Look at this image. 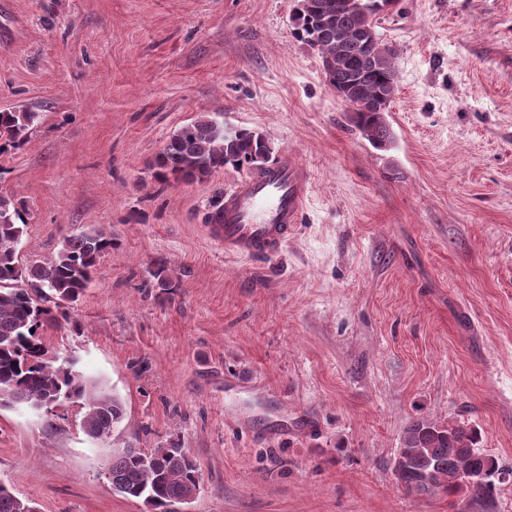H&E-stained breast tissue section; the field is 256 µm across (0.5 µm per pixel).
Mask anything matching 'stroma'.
<instances>
[{
	"label": "stroma",
	"instance_id": "35a3bbf8",
	"mask_svg": "<svg viewBox=\"0 0 512 512\" xmlns=\"http://www.w3.org/2000/svg\"><path fill=\"white\" fill-rule=\"evenodd\" d=\"M294 0H0V110L40 120L0 155L30 212L20 256L110 232L86 295L41 328L116 395L106 441L79 402L0 407V482L38 512H149L107 478L116 448L178 444L201 474L188 512H457L393 472L417 419L468 422L512 512V0H396L377 31L398 92L374 148L293 36ZM207 113L262 132L310 175L269 258L225 255L213 190L149 171ZM172 286L153 287L156 258Z\"/></svg>",
	"mask_w": 512,
	"mask_h": 512
}]
</instances>
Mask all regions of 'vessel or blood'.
<instances>
[{
	"mask_svg": "<svg viewBox=\"0 0 512 512\" xmlns=\"http://www.w3.org/2000/svg\"><path fill=\"white\" fill-rule=\"evenodd\" d=\"M308 174L290 153L255 172L224 196V221L211 225L225 252L268 257L280 252L300 221Z\"/></svg>",
	"mask_w": 512,
	"mask_h": 512,
	"instance_id": "1",
	"label": "vessel or blood"
}]
</instances>
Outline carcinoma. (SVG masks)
I'll list each match as a JSON object with an SVG mask.
<instances>
[{"label":"carcinoma","instance_id":"carcinoma-1","mask_svg":"<svg viewBox=\"0 0 512 512\" xmlns=\"http://www.w3.org/2000/svg\"><path fill=\"white\" fill-rule=\"evenodd\" d=\"M392 0H295L294 36L321 56L326 81L336 96L350 104L356 127L379 148L391 131L379 109L388 108L397 90V50L380 40L375 27ZM40 113L0 111V154L23 146ZM268 140L258 131L235 128L203 114L173 133L149 170L167 183L194 184L208 180L227 165L256 168L269 160ZM224 191L215 192L204 223H221ZM26 207L0 193V391L6 404L21 400L30 406L77 399L85 412L83 430L105 441L123 419L120 399L101 385L85 380L50 360L39 329L56 319L46 303L59 308L85 294L99 259L112 252V234L90 228L66 237L48 261L23 265L20 244L27 227ZM169 262L154 263L155 287L169 288ZM476 431L464 422H411L403 431L394 463L395 478L406 492L421 498L444 493L470 501L489 498L499 471L497 462L476 448ZM466 470L485 473L476 485L453 483L449 477ZM112 489L125 498L143 501L153 512H169L196 483V462L182 448L143 452L124 448L112 453L108 470ZM20 498L0 484V512H22Z\"/></svg>","mask_w":512,"mask_h":512}]
</instances>
